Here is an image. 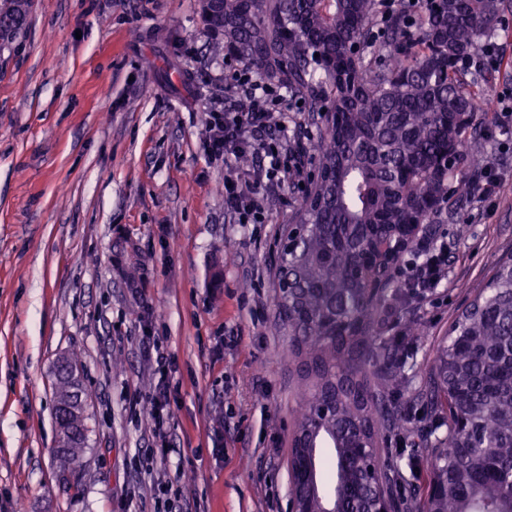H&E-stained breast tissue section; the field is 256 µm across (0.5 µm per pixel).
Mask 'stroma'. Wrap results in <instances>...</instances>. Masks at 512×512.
I'll return each instance as SVG.
<instances>
[{
    "mask_svg": "<svg viewBox=\"0 0 512 512\" xmlns=\"http://www.w3.org/2000/svg\"><path fill=\"white\" fill-rule=\"evenodd\" d=\"M202 0H31L0 47V512H153L151 486L177 482L178 512H285L288 456L304 389L277 309L276 251L303 194L293 178L260 191L265 223L224 207V161L206 150L210 97L187 99L167 66V35L195 44L208 70ZM480 88L512 90V0ZM500 180L459 217L423 225L448 248V273L409 308L423 334L400 410L380 438L401 467L403 506L425 492L435 414L425 373L495 262L512 254V140L479 113ZM160 350H153V343ZM170 362L168 463H148L157 353ZM75 354L87 393V452L58 481L56 360ZM417 454V474L404 471Z\"/></svg>",
    "mask_w": 512,
    "mask_h": 512,
    "instance_id": "obj_1",
    "label": "stroma"
}]
</instances>
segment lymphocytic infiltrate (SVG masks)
<instances>
[{
  "label": "lymphocytic infiltrate",
  "instance_id": "obj_1",
  "mask_svg": "<svg viewBox=\"0 0 512 512\" xmlns=\"http://www.w3.org/2000/svg\"><path fill=\"white\" fill-rule=\"evenodd\" d=\"M225 88L243 95L249 102L248 110L235 107H218L208 114L207 145L210 152L224 159V206L235 215L238 223H264L263 209L255 195L256 189L280 181L281 177L301 175L303 162L288 148L289 113L288 96L275 82L253 75L238 67L224 79ZM259 156L258 165L240 169L236 164L242 152ZM418 263L410 267L411 274L421 275V285L426 289L437 286L448 267V250L445 246L429 241L418 252ZM161 377L147 397L153 421L155 446L153 459L167 461L171 453L168 428L171 421L167 386L162 377L167 373L166 362H158Z\"/></svg>",
  "mask_w": 512,
  "mask_h": 512
}]
</instances>
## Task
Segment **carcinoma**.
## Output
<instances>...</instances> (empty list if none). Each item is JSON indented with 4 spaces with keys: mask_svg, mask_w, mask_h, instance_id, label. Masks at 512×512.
<instances>
[{
    "mask_svg": "<svg viewBox=\"0 0 512 512\" xmlns=\"http://www.w3.org/2000/svg\"><path fill=\"white\" fill-rule=\"evenodd\" d=\"M30 0H0V42L21 29ZM503 0H433L377 21V0H203L207 31L230 58L288 88L302 111L323 118L317 173L296 215L307 225L297 252L280 259L292 288L278 296L289 354L305 369L299 422L336 402L329 421L347 437L352 418L377 435L403 427L390 404L406 388L408 352L381 332L421 297L415 281L359 292L370 243L398 224H441L482 188L486 138L473 124L478 92L460 64L500 21ZM187 95L194 72L178 60ZM54 373L60 478L76 475L87 448L77 361ZM448 417L432 450L444 488L411 512H512V260L502 262L436 349L428 377ZM319 470H340L334 435L317 441Z\"/></svg>",
    "mask_w": 512,
    "mask_h": 512,
    "instance_id": "obj_1",
    "label": "carcinoma"
}]
</instances>
